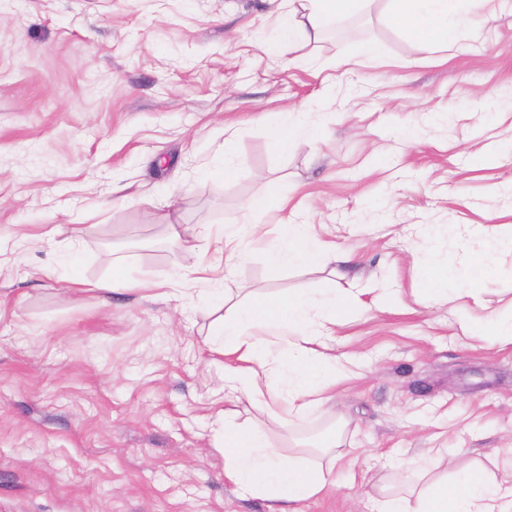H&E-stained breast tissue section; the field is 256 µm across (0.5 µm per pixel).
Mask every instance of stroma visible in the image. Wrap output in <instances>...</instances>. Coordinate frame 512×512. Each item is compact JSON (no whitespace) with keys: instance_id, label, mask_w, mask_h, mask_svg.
I'll use <instances>...</instances> for the list:
<instances>
[{"instance_id":"obj_1","label":"stroma","mask_w":512,"mask_h":512,"mask_svg":"<svg viewBox=\"0 0 512 512\" xmlns=\"http://www.w3.org/2000/svg\"><path fill=\"white\" fill-rule=\"evenodd\" d=\"M284 7L0 0V512H268L225 480L216 448L210 326L228 288H357L367 305L336 329L351 365L332 400L289 421L238 407L278 446L335 432L336 483L298 512H369L390 467L432 454L512 484V344L458 323L512 304V254L474 297L418 285L421 267L458 264V235L512 225V0L456 50H425L380 10L276 57L264 46ZM366 38L385 58L350 64ZM286 111L320 136L281 151L270 129ZM261 191L286 195L290 218L319 225L351 267L272 281L256 246L228 279L173 288L192 258L172 224H238ZM419 224L434 225L432 246ZM119 256L154 288L71 287L111 277Z\"/></svg>"}]
</instances>
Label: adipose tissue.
I'll list each match as a JSON object with an SVG mask.
<instances>
[{"label": "adipose tissue", "instance_id": "obj_1", "mask_svg": "<svg viewBox=\"0 0 512 512\" xmlns=\"http://www.w3.org/2000/svg\"><path fill=\"white\" fill-rule=\"evenodd\" d=\"M280 17V38L267 45L279 54L283 45L303 40L317 42L344 18L372 12L377 0H286ZM390 21L426 49L454 47L472 14L492 18L496 0H384ZM287 200L266 192L244 200L242 222L214 229L187 232L179 244L195 264L185 280L211 283L222 267L243 258L249 244L265 246L269 278H278L284 268L328 267L344 263L336 245L317 234L313 225H277L268 236L259 220L283 210ZM224 255L223 265L208 257L210 249ZM456 251L466 269L467 292L476 293L492 277L493 253H512V225H500L493 239L458 240ZM357 292L328 290L316 297L301 293L254 299L224 298V314L216 326L222 336L221 352L237 357V364L224 367V399L228 402L260 401L272 413L294 416L330 398L329 390L342 377L346 363L317 344L333 335L337 325L358 309ZM224 476L240 491L270 503L269 512H293L292 503L321 494L334 484L332 468L308 462L298 454L275 448L259 425L224 421ZM372 512H512V486H503L494 476L474 467L456 476L441 470L440 459L397 477L396 486L382 487Z\"/></svg>", "mask_w": 512, "mask_h": 512}]
</instances>
